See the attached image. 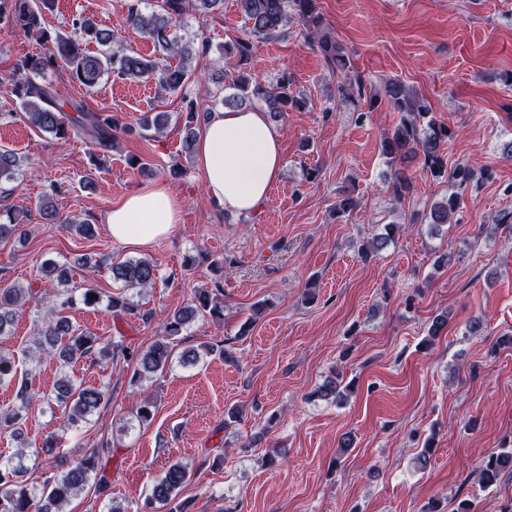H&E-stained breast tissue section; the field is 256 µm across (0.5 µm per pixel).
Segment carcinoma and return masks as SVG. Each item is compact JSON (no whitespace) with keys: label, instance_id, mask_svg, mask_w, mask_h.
<instances>
[{"label":"carcinoma","instance_id":"obj_1","mask_svg":"<svg viewBox=\"0 0 512 512\" xmlns=\"http://www.w3.org/2000/svg\"><path fill=\"white\" fill-rule=\"evenodd\" d=\"M245 30L236 37L224 41V60L232 62L228 70L222 68L212 73V81L221 86L229 80L227 88L233 93L224 96L219 103L228 110H238L255 102L264 103L270 119L278 122L288 112L299 111L306 105L304 97L292 87L288 75L275 82L262 84L252 72V60L256 43L280 37L290 22L302 26L301 33L307 44L323 59L336 75V95L342 103H353L361 99L369 101L372 112L385 102L399 114V120L381 139V153L391 170L392 192L401 200L413 190V178L403 163L418 159L423 171L430 177L444 179L453 184L456 191L433 203L425 214L430 224H449L459 208L460 192L471 184L487 178L486 172L476 173L468 164L459 162L448 166L441 153L444 139L451 137L447 125L437 122L426 99L415 94L400 81H389L380 89L368 84L357 72L345 48L327 30L317 7V0H239ZM142 0H124L126 22L150 39L156 55L150 58L130 50L112 32L100 28L90 17L73 19V33L50 31L44 26V11L54 5V0H0V24L21 29L36 37L47 46V51L30 55L17 64L8 80L11 93L20 100L28 121L37 129L64 140L70 131L80 133L100 151L114 147L119 120L110 115L91 111L84 102L73 100L70 108L77 112L73 117L58 101L56 89L51 83H38L33 76L46 70L64 67L69 77L88 89L94 88L105 74L120 79L152 80L165 91H176L187 83L195 70L192 62L207 55L210 45L195 43L173 36L172 27L178 19L191 11L200 16L215 15L224 10V0H161L159 10L145 13ZM94 42L98 51L87 49L86 43ZM177 60L172 64L171 60ZM210 114V109H201L190 101L183 115L181 128V151L190 157L194 153L197 130ZM171 114L165 111L148 112L142 119L144 130L163 133L170 124ZM21 168V159L14 151L0 149V180L12 181ZM43 216L57 224H64L83 237L92 235L93 225L88 219L61 216L51 206L41 204ZM400 225L388 224L385 232L376 235L361 249L368 257L385 249L395 239ZM112 280L126 289L150 288L158 274L157 262L153 259H129L110 266ZM40 278L57 283L62 289L54 292L53 313L35 319L36 331L33 349L58 358L67 366L81 359L92 361L106 356H121L134 365L130 384L138 385L149 375L170 366L173 348L168 339L160 338L144 350H131L118 343L109 347L100 346L98 338L71 324L64 313L78 305L95 310L104 308L113 316L138 319L148 323L153 312L142 310L124 292L105 295L96 288L80 287L73 283L72 269L52 261L45 262L40 269ZM96 298H91V295ZM23 288L9 286L0 288V341L11 334L16 306L24 299ZM209 314L216 319L224 318V288L216 279L212 287L194 294L190 304L167 318L166 334L178 335L183 328L199 315ZM18 382L16 397L19 404L0 411V430L10 431L14 437L23 434L34 394L28 378H18L14 352L0 348V386ZM55 401L63 408L67 419L77 422L85 420L101 406L108 403L104 390L83 387L74 383L67 374H62L52 391ZM45 455L57 462V473L48 478L39 488L22 479L24 467L21 462L0 458V512H63L69 500L94 484L95 491L102 495L108 484L99 477L100 453L88 449L79 457L64 465L67 455L51 440L43 445ZM512 471V452L491 455L484 460L481 478L484 487L495 485L501 476ZM191 478L188 468L180 462L168 466L157 478L145 500L144 509H164L166 512H188V502L179 498L180 490Z\"/></svg>","mask_w":512,"mask_h":512}]
</instances>
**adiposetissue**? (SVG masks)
Listing matches in <instances>:
<instances>
[{
	"label": "adipose tissue",
	"instance_id": "obj_1",
	"mask_svg": "<svg viewBox=\"0 0 512 512\" xmlns=\"http://www.w3.org/2000/svg\"><path fill=\"white\" fill-rule=\"evenodd\" d=\"M282 135L267 113H212L201 129L195 164L213 206L238 215L257 212L278 183ZM183 200L164 181H154L112 203L104 222L113 241L137 249L153 246L180 223Z\"/></svg>",
	"mask_w": 512,
	"mask_h": 512
}]
</instances>
